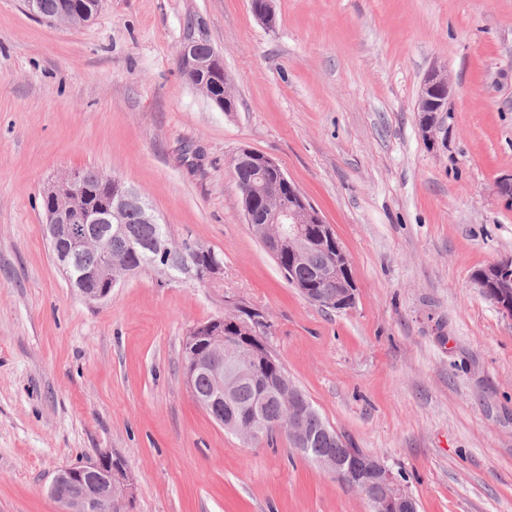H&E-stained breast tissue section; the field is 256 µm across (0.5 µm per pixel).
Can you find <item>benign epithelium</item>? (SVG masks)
Wrapping results in <instances>:
<instances>
[{"mask_svg":"<svg viewBox=\"0 0 512 512\" xmlns=\"http://www.w3.org/2000/svg\"><path fill=\"white\" fill-rule=\"evenodd\" d=\"M183 75L219 109L233 110L222 60L214 54L202 56L196 41H185L178 51ZM449 85L445 78L432 72L424 80L417 109L428 114L421 122L423 137L430 145L438 142L444 130L441 117L448 111ZM233 170L251 169L249 178L238 182L246 223L257 229L260 241L270 255L278 259L286 254L295 266L311 265L314 287L304 296L322 308L345 310L354 303V290L346 276L348 257L338 246L330 226L319 211L288 179L271 157L250 149H240L232 158ZM107 194L92 206H82L86 189L80 175L73 171L54 182L47 190L52 206L47 213L46 232L52 251L60 265H67L74 255L98 251L101 261L78 277L77 289L90 302L110 297L118 282L117 271H128L126 263L112 253V237L102 236L88 225L105 219L120 223L121 212L128 206L141 210L142 220L154 224L140 195L120 178H110ZM195 280L204 282L221 277L224 265L208 252L193 250ZM483 293L507 315H512V258L489 265L476 279ZM239 307L222 318L193 327L185 337L187 349L185 380L194 389V375L205 369L212 373L216 399H223L237 378L252 373L265 364L269 355L266 336L271 326L267 315L259 312L249 320H240ZM229 368H224V365ZM272 390L288 407V440L301 452L308 451L311 437L306 429L312 404L295 396L288 374L281 371L270 378ZM333 444L321 449L317 465L347 484L360 490L371 504L372 512H417L414 497L398 482L391 470L379 459L350 448L340 435L328 434ZM112 452L99 451L86 460L62 468L67 485L53 477L50 489L64 512H127L133 498V484L127 476L113 480Z\"/></svg>","mask_w":512,"mask_h":512,"instance_id":"benign-epithelium-1","label":"benign epithelium"}]
</instances>
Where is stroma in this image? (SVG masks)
<instances>
[{
  "label": "stroma",
  "mask_w": 512,
  "mask_h": 512,
  "mask_svg": "<svg viewBox=\"0 0 512 512\" xmlns=\"http://www.w3.org/2000/svg\"><path fill=\"white\" fill-rule=\"evenodd\" d=\"M102 0L84 24L0 0V512H59L54 473L101 448L130 512H370L285 434L247 442L193 399L184 339L237 305L267 313L289 378L379 458L418 512H512V316L474 280L512 258V0ZM220 55L235 108L182 74ZM448 80L445 139L417 102ZM279 162L346 251L354 303L308 302L246 223L231 165ZM94 168L135 188L174 243L224 274L143 267L111 296L71 288L42 192ZM192 253L196 254L194 256V260L196 262H201V259L205 257L204 261L196 265L195 280L204 282L207 280L217 279L224 274V264H221L213 256H210L206 250H201L198 247L195 248Z\"/></svg>",
  "instance_id": "stroma-1"
}]
</instances>
